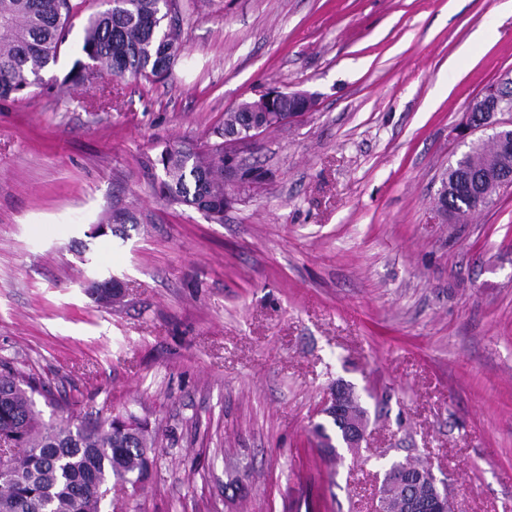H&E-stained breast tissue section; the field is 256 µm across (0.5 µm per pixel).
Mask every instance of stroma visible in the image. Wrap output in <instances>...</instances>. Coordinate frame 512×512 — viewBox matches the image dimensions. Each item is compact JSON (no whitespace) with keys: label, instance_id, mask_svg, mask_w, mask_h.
Here are the masks:
<instances>
[{"label":"stroma","instance_id":"1","mask_svg":"<svg viewBox=\"0 0 512 512\" xmlns=\"http://www.w3.org/2000/svg\"><path fill=\"white\" fill-rule=\"evenodd\" d=\"M503 2L179 0L169 76L0 100V360L44 422L147 419L157 464L111 512H375L408 458L455 512H512V187L436 206L469 103L512 77ZM272 89L316 106L241 153L271 182L220 224L168 202L162 149ZM106 209L129 237H92ZM339 383L368 427L332 466Z\"/></svg>","mask_w":512,"mask_h":512}]
</instances>
